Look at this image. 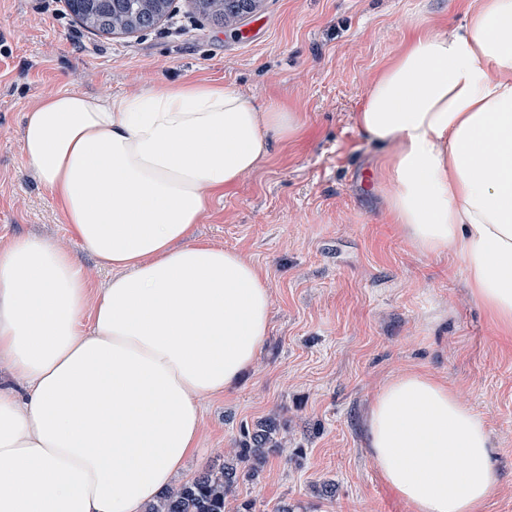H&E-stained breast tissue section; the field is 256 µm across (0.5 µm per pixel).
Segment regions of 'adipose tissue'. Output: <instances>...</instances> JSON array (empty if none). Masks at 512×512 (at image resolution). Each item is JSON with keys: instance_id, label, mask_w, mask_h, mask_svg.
<instances>
[{"instance_id": "obj_1", "label": "adipose tissue", "mask_w": 512, "mask_h": 512, "mask_svg": "<svg viewBox=\"0 0 512 512\" xmlns=\"http://www.w3.org/2000/svg\"><path fill=\"white\" fill-rule=\"evenodd\" d=\"M355 125L390 150L387 205L412 246L453 251L473 300L512 334V0L415 30ZM298 127L277 105L188 79L51 93L24 112L21 154L72 243L0 247V512H144L173 486L202 399L238 384L270 326L260 270L195 226ZM82 251L113 272L98 293ZM365 430L413 512H482L489 434L447 383L401 373Z\"/></svg>"}]
</instances>
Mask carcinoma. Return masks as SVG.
<instances>
[{
	"label": "carcinoma",
	"instance_id": "1",
	"mask_svg": "<svg viewBox=\"0 0 512 512\" xmlns=\"http://www.w3.org/2000/svg\"><path fill=\"white\" fill-rule=\"evenodd\" d=\"M77 21L95 35L127 33L149 28L167 14L171 0H124L117 10L95 0H67ZM199 15L208 21L226 22L244 15L241 0H194ZM277 424L269 419L250 440L236 449L233 462L218 471H204L185 483L165 491L145 512H224L227 495L243 476H253L267 459L283 452L273 442Z\"/></svg>",
	"mask_w": 512,
	"mask_h": 512
}]
</instances>
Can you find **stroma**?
Masks as SVG:
<instances>
[{"mask_svg":"<svg viewBox=\"0 0 512 512\" xmlns=\"http://www.w3.org/2000/svg\"><path fill=\"white\" fill-rule=\"evenodd\" d=\"M478 0H262L231 26L192 0L134 33L94 35L44 0H0V244L71 234L20 152L21 115L63 90L132 95L179 79L213 81L297 113L300 128L215 196L199 240L239 252L271 289L270 332L232 390L205 399L179 481L222 466L275 418L290 455L241 479L226 512H413L367 447L369 405L395 376L444 381L486 424L497 472L484 512H512V335L466 287L453 253L423 255L387 209V148L355 126L376 77L415 27L462 26ZM333 493H324V485Z\"/></svg>","mask_w":512,"mask_h":512,"instance_id":"stroma-1","label":"stroma"}]
</instances>
